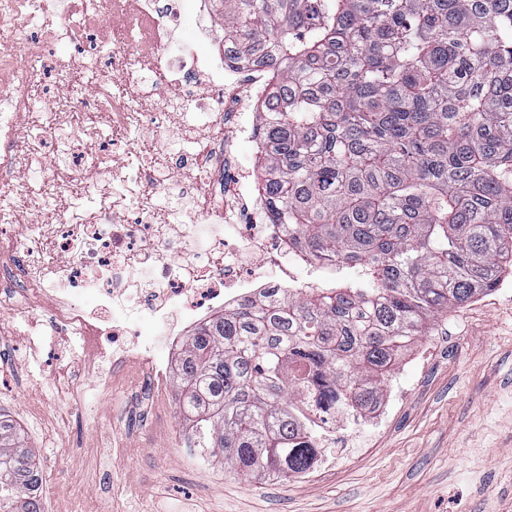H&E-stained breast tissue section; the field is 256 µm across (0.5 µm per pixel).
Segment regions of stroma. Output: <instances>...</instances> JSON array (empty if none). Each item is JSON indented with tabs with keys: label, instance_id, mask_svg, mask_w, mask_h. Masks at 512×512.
<instances>
[{
	"label": "stroma",
	"instance_id": "stroma-1",
	"mask_svg": "<svg viewBox=\"0 0 512 512\" xmlns=\"http://www.w3.org/2000/svg\"><path fill=\"white\" fill-rule=\"evenodd\" d=\"M40 309L0 304V411L42 474V512H512V275L449 309L399 358L408 387L384 425L308 479H244L188 441L174 396L147 371L111 378L54 340ZM80 396L61 395L60 373Z\"/></svg>",
	"mask_w": 512,
	"mask_h": 512
}]
</instances>
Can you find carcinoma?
<instances>
[{"mask_svg":"<svg viewBox=\"0 0 512 512\" xmlns=\"http://www.w3.org/2000/svg\"><path fill=\"white\" fill-rule=\"evenodd\" d=\"M277 60L257 163L284 251L330 279L201 324L178 360L196 447L286 481L315 413L374 405L402 351L512 270V0H224V56ZM0 416V512H41Z\"/></svg>","mask_w":512,"mask_h":512,"instance_id":"cac0c4a2","label":"carcinoma"}]
</instances>
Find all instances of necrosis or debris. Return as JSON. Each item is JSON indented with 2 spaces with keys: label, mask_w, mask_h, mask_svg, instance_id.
I'll return each mask as SVG.
<instances>
[{
  "label": "necrosis or debris",
  "mask_w": 512,
  "mask_h": 512,
  "mask_svg": "<svg viewBox=\"0 0 512 512\" xmlns=\"http://www.w3.org/2000/svg\"><path fill=\"white\" fill-rule=\"evenodd\" d=\"M208 0H0V296L42 299L60 336L82 341L88 364L114 356L113 374L148 367L150 392L163 370L153 341L138 338L129 319L138 310L151 327L175 329L267 288L298 284L294 266H275L283 232L271 223L263 194L242 169L239 142L252 141L255 111L268 90L265 63L207 60L200 46ZM200 42L179 39L186 19ZM73 47L51 58L59 40ZM94 72L89 104L95 120L73 123L70 75ZM164 76L155 92H135L142 69ZM53 70L55 89L42 112L30 91ZM205 78L228 96L213 102L196 92ZM30 132L19 137L20 119ZM152 127L155 148L136 156L128 133ZM223 128L208 166L167 138L205 136ZM209 188L212 210L199 197L161 208L171 172ZM31 216L25 228L19 213Z\"/></svg>",
  "instance_id": "1"
}]
</instances>
